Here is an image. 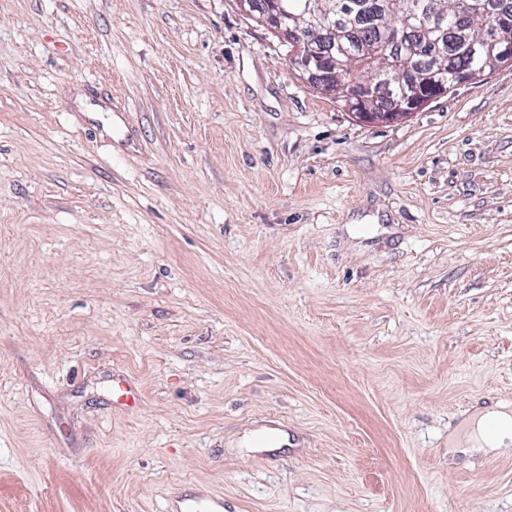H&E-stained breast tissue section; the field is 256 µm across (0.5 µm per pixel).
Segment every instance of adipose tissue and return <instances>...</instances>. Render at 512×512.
Listing matches in <instances>:
<instances>
[{"mask_svg": "<svg viewBox=\"0 0 512 512\" xmlns=\"http://www.w3.org/2000/svg\"><path fill=\"white\" fill-rule=\"evenodd\" d=\"M454 447L476 451H512V407L497 405L470 417L464 438H451Z\"/></svg>", "mask_w": 512, "mask_h": 512, "instance_id": "ef3b65f1", "label": "adipose tissue"}]
</instances>
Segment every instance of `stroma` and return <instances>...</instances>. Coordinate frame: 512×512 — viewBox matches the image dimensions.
Wrapping results in <instances>:
<instances>
[{
	"mask_svg": "<svg viewBox=\"0 0 512 512\" xmlns=\"http://www.w3.org/2000/svg\"><path fill=\"white\" fill-rule=\"evenodd\" d=\"M498 403L512 67L370 124L234 0H0V512H512ZM464 440L453 437L449 443L457 448H472L476 451L512 450V409L509 405H496L470 417Z\"/></svg>",
	"mask_w": 512,
	"mask_h": 512,
	"instance_id": "stroma-1",
	"label": "stroma"
}]
</instances>
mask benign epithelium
Returning a JSON list of instances; mask_svg holds the SVG:
<instances>
[{
	"label": "benign epithelium",
	"instance_id": "benign-epithelium-1",
	"mask_svg": "<svg viewBox=\"0 0 512 512\" xmlns=\"http://www.w3.org/2000/svg\"><path fill=\"white\" fill-rule=\"evenodd\" d=\"M239 11L289 47L292 69L313 89L333 97L341 93L344 108L365 123H394L409 117L433 100L448 94L444 65L413 79L376 74L366 80L353 75L354 61L364 56V49L350 48L339 41L336 19L322 8V0H301L296 14L286 11L280 0H234ZM445 15L436 9L417 17L419 27L443 29ZM417 27V28H419ZM406 24H392L385 30V40L402 45L410 38ZM462 43L479 51L483 67L512 66V11L502 8L483 22L479 36ZM384 81L400 88L390 106L375 102L373 87Z\"/></svg>",
	"mask_w": 512,
	"mask_h": 512
}]
</instances>
